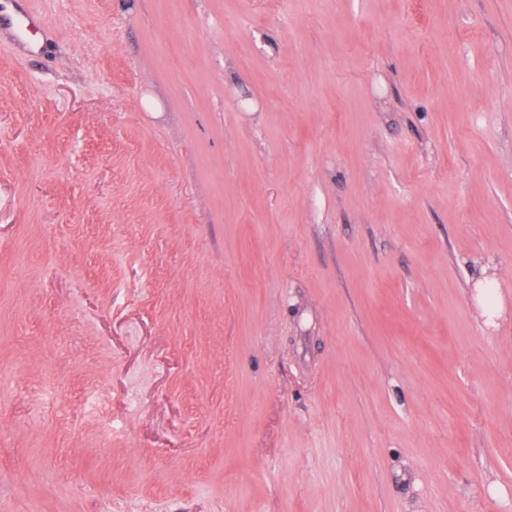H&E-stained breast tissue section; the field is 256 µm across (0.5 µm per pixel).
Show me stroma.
Here are the masks:
<instances>
[{
	"mask_svg": "<svg viewBox=\"0 0 512 512\" xmlns=\"http://www.w3.org/2000/svg\"><path fill=\"white\" fill-rule=\"evenodd\" d=\"M0 512H512V0H0Z\"/></svg>",
	"mask_w": 512,
	"mask_h": 512,
	"instance_id": "obj_1",
	"label": "stroma"
}]
</instances>
